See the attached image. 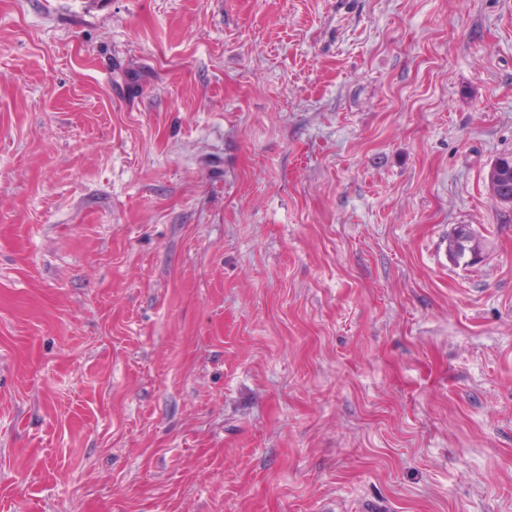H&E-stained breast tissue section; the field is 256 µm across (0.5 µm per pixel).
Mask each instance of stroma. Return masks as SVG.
I'll return each mask as SVG.
<instances>
[{"label":"stroma","instance_id":"1","mask_svg":"<svg viewBox=\"0 0 512 512\" xmlns=\"http://www.w3.org/2000/svg\"><path fill=\"white\" fill-rule=\"evenodd\" d=\"M508 152L512 0H0V512H512Z\"/></svg>","mask_w":512,"mask_h":512}]
</instances>
